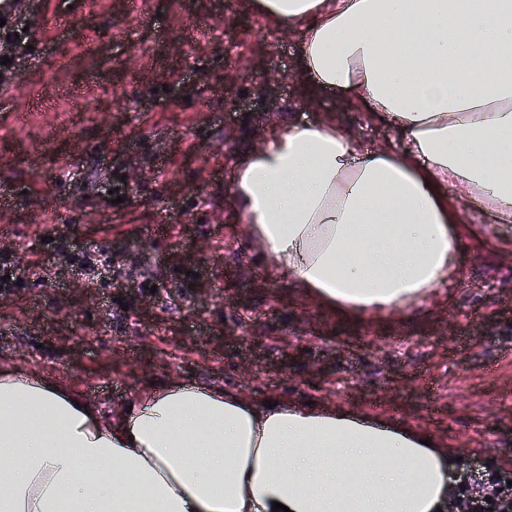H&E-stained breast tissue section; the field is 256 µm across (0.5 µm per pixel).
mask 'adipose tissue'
Returning <instances> with one entry per match:
<instances>
[{
    "label": "adipose tissue",
    "mask_w": 512,
    "mask_h": 512,
    "mask_svg": "<svg viewBox=\"0 0 512 512\" xmlns=\"http://www.w3.org/2000/svg\"><path fill=\"white\" fill-rule=\"evenodd\" d=\"M299 36L313 93L404 134L362 150L287 122L239 154L231 202L272 269L349 317L453 281L461 207L512 222V0H250ZM110 414L55 376L0 367V512H443L453 449L336 408L178 378Z\"/></svg>",
    "instance_id": "obj_1"
}]
</instances>
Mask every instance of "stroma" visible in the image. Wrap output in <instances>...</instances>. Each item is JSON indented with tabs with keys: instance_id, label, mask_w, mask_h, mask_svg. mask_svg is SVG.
I'll return each instance as SVG.
<instances>
[{
	"instance_id": "1",
	"label": "stroma",
	"mask_w": 512,
	"mask_h": 512,
	"mask_svg": "<svg viewBox=\"0 0 512 512\" xmlns=\"http://www.w3.org/2000/svg\"><path fill=\"white\" fill-rule=\"evenodd\" d=\"M28 42L0 86V255L44 270L0 291V365L109 412L176 377L512 463V223L463 216L458 281L408 313L351 318L273 276L239 222L234 159L274 126L401 140L359 100L309 92L295 33L248 0H42Z\"/></svg>"
}]
</instances>
